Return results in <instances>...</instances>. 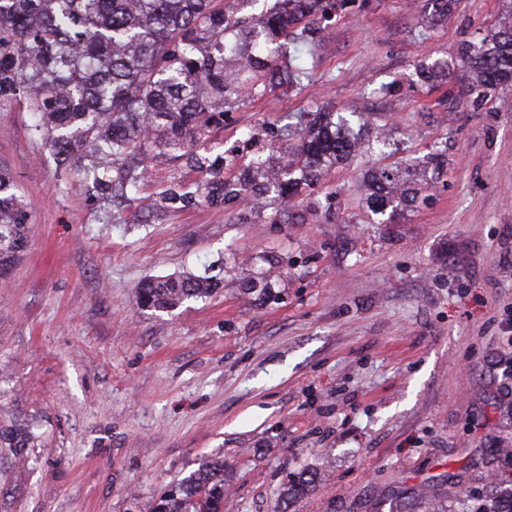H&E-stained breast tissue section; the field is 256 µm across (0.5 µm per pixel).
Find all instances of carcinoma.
I'll use <instances>...</instances> for the list:
<instances>
[{"label": "carcinoma", "instance_id": "obj_1", "mask_svg": "<svg viewBox=\"0 0 512 512\" xmlns=\"http://www.w3.org/2000/svg\"><path fill=\"white\" fill-rule=\"evenodd\" d=\"M345 0H0V109L17 100L32 113L29 133L61 169L80 163L112 205L151 197L178 212L190 205L246 203L265 212L303 192L374 141L359 112H315L273 130L284 154L237 164V150L216 151L224 116L248 97L263 96L306 74L289 43L312 39L316 24ZM457 68L473 73L467 96L479 106L512 84V25L461 46ZM448 61L420 65L421 83L448 77ZM447 161L439 151L422 166L401 163L365 173L366 204L393 220L417 201ZM166 169L165 180L152 170ZM205 174L184 182L182 169ZM31 215L8 169L0 165V276L26 247ZM221 279L189 274L146 280L139 307L158 312L206 300ZM242 293L276 298L274 283L252 276ZM40 438L35 423L0 424V457L22 462ZM148 512H224V460L202 462L155 498Z\"/></svg>", "mask_w": 512, "mask_h": 512}]
</instances>
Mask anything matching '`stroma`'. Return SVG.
<instances>
[{
  "label": "stroma",
  "instance_id": "obj_1",
  "mask_svg": "<svg viewBox=\"0 0 512 512\" xmlns=\"http://www.w3.org/2000/svg\"><path fill=\"white\" fill-rule=\"evenodd\" d=\"M424 0H348L301 44L300 83L251 99L225 146L294 112L355 110L370 151L292 199V221L191 206L133 225L0 111V164L31 214L0 277V421H36L26 464L0 459V512H132L223 457L224 512H458L512 491V88L472 106L470 73L423 90L428 57L454 63L512 0H461L428 25ZM447 145L432 201L378 223L371 166ZM276 254L277 299L240 281ZM214 268L224 285L170 312L140 309L147 279ZM302 492L285 496L289 481Z\"/></svg>",
  "mask_w": 512,
  "mask_h": 512
}]
</instances>
